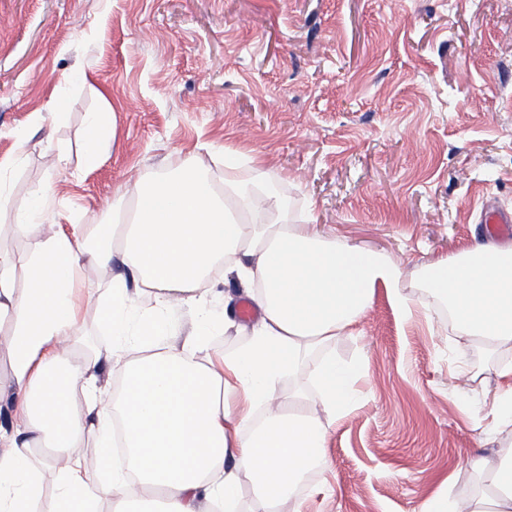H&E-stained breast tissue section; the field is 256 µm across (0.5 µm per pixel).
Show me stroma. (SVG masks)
<instances>
[{
	"label": "stroma",
	"instance_id": "1",
	"mask_svg": "<svg viewBox=\"0 0 512 512\" xmlns=\"http://www.w3.org/2000/svg\"><path fill=\"white\" fill-rule=\"evenodd\" d=\"M400 3L0 0V225L47 185L42 223L89 232L128 215V184L207 148L215 186L270 184L290 222L400 262L430 305L407 320L377 292L359 334L325 347L365 374L281 512H415L441 473L479 492L470 460L501 452L491 405L512 349L460 339L417 278L486 240L484 205L512 212V0ZM106 105L115 135L91 167L81 130Z\"/></svg>",
	"mask_w": 512,
	"mask_h": 512
}]
</instances>
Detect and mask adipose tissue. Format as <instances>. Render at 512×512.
Returning a JSON list of instances; mask_svg holds the SVG:
<instances>
[{"mask_svg":"<svg viewBox=\"0 0 512 512\" xmlns=\"http://www.w3.org/2000/svg\"><path fill=\"white\" fill-rule=\"evenodd\" d=\"M115 125L113 108L90 113L83 129L95 164ZM201 156L174 174L134 185L129 224H100L91 235L48 232L38 224L49 199L37 190L6 232L37 238L24 264L0 250V341L7 358L0 398L23 409L19 426L0 428V512H41L42 472L33 451L49 449L60 493L51 512H241L239 487L255 488L251 512H280L322 458L328 428L355 405L362 363L321 359L310 383L282 393L310 352L356 333L377 290L398 312L418 307L402 266L347 244L312 224L289 223L288 206L260 182L228 180L216 192ZM120 263L106 291L86 285L83 262ZM26 286L17 290V268ZM242 285L260 309L246 342L207 363L212 337L237 328L199 292L213 268ZM421 284L446 305L456 331L492 349L512 347V250L473 243L434 261ZM95 297L112 335L107 348L79 352L75 290ZM188 309L192 329L178 335L172 312ZM123 382L113 392L102 369ZM314 388L313 410L302 402ZM122 442L126 466L101 479L81 450ZM471 468L482 484L468 498L440 478L417 512H512V450Z\"/></svg>","mask_w":512,"mask_h":512,"instance_id":"obj_1","label":"adipose tissue"}]
</instances>
